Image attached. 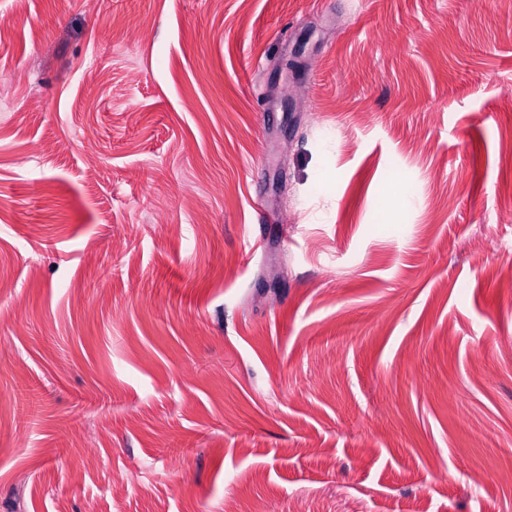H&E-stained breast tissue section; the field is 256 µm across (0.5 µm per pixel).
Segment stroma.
<instances>
[{
    "mask_svg": "<svg viewBox=\"0 0 512 512\" xmlns=\"http://www.w3.org/2000/svg\"><path fill=\"white\" fill-rule=\"evenodd\" d=\"M0 19V512H512V0Z\"/></svg>",
    "mask_w": 512,
    "mask_h": 512,
    "instance_id": "stroma-1",
    "label": "stroma"
}]
</instances>
